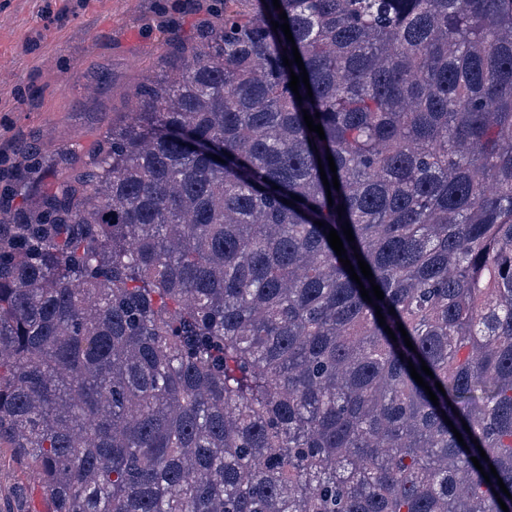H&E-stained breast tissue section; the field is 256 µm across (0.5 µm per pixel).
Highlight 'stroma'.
<instances>
[{"instance_id": "stroma-1", "label": "stroma", "mask_w": 512, "mask_h": 512, "mask_svg": "<svg viewBox=\"0 0 512 512\" xmlns=\"http://www.w3.org/2000/svg\"><path fill=\"white\" fill-rule=\"evenodd\" d=\"M212 18L204 0H0V196L32 201L19 147L36 146L48 175L73 146L90 147L163 73L174 44ZM33 475L0 450V512H33Z\"/></svg>"}]
</instances>
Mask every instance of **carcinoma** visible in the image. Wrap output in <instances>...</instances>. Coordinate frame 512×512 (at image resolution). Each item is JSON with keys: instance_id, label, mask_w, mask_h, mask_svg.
I'll return each mask as SVG.
<instances>
[{"instance_id": "carcinoma-1", "label": "carcinoma", "mask_w": 512, "mask_h": 512, "mask_svg": "<svg viewBox=\"0 0 512 512\" xmlns=\"http://www.w3.org/2000/svg\"><path fill=\"white\" fill-rule=\"evenodd\" d=\"M279 4L0 206V448L52 512H512V0Z\"/></svg>"}]
</instances>
